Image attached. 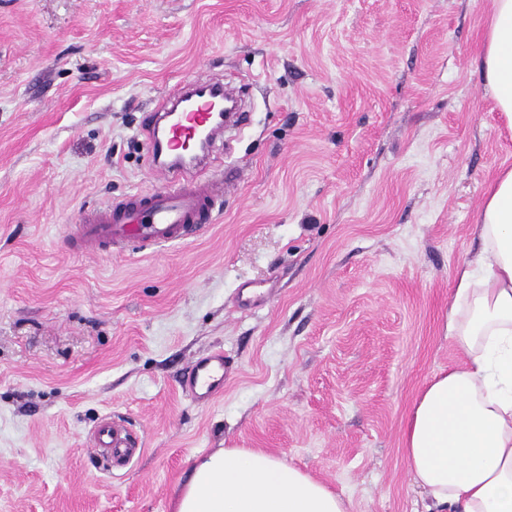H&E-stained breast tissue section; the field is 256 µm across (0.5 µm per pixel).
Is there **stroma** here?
I'll return each instance as SVG.
<instances>
[{
  "mask_svg": "<svg viewBox=\"0 0 512 512\" xmlns=\"http://www.w3.org/2000/svg\"><path fill=\"white\" fill-rule=\"evenodd\" d=\"M489 0H0V512H172L195 457L260 448L351 499L426 512L402 453L460 353L453 280L512 134L481 70ZM223 77L236 188L198 237L77 241L155 189L165 92ZM223 350L224 391L181 380ZM142 445L111 467L101 419Z\"/></svg>",
  "mask_w": 512,
  "mask_h": 512,
  "instance_id": "35a3bbf8",
  "label": "stroma"
}]
</instances>
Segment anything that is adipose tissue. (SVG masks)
Segmentation results:
<instances>
[{"label":"adipose tissue","instance_id":"1","mask_svg":"<svg viewBox=\"0 0 512 512\" xmlns=\"http://www.w3.org/2000/svg\"><path fill=\"white\" fill-rule=\"evenodd\" d=\"M480 68L512 129V0H490ZM480 250L455 272L446 324L463 355L425 385L403 428L412 480L436 512H512V165L475 220ZM174 512H349L342 494L257 448L199 457Z\"/></svg>","mask_w":512,"mask_h":512}]
</instances>
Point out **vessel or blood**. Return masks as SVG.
<instances>
[{
  "label": "vessel or blood",
  "mask_w": 512,
  "mask_h": 512,
  "mask_svg": "<svg viewBox=\"0 0 512 512\" xmlns=\"http://www.w3.org/2000/svg\"><path fill=\"white\" fill-rule=\"evenodd\" d=\"M219 80H196L166 93L159 106L160 116L148 133L151 144L167 150L182 149L199 133L215 139L224 130L223 118L213 109L215 97L223 95ZM204 157L187 165L170 160L160 168L164 182L160 189L138 192L115 199L103 208L84 212L78 229L81 238L101 243L134 240L151 248L197 236L214 221L216 202L229 188L228 180L192 177L190 166H202ZM185 392L208 401L224 390V353L215 350L197 359L182 379ZM99 453L116 460L132 459L139 448L121 420L107 419L93 433Z\"/></svg>",
  "instance_id": "1"
}]
</instances>
